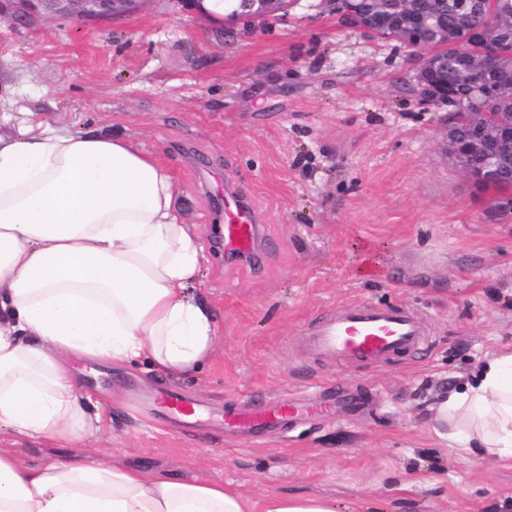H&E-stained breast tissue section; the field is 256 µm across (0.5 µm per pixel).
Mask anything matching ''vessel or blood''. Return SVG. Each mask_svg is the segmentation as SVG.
<instances>
[{
	"label": "vessel or blood",
	"instance_id": "obj_1",
	"mask_svg": "<svg viewBox=\"0 0 512 512\" xmlns=\"http://www.w3.org/2000/svg\"><path fill=\"white\" fill-rule=\"evenodd\" d=\"M225 217V256L237 259L255 255L259 250L257 210L236 200L227 204ZM422 336L419 318L407 308L350 304L315 325L312 344L317 354L332 360L377 361L394 352L415 348ZM157 406L162 414L181 424L190 423L198 414L194 402L176 394L161 395ZM300 411V404L280 398L250 414L226 415L224 421L263 435L293 420Z\"/></svg>",
	"mask_w": 512,
	"mask_h": 512
}]
</instances>
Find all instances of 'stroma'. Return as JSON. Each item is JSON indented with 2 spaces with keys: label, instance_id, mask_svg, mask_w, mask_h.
Instances as JSON below:
<instances>
[{
  "label": "stroma",
  "instance_id": "35a3bbf8",
  "mask_svg": "<svg viewBox=\"0 0 512 512\" xmlns=\"http://www.w3.org/2000/svg\"><path fill=\"white\" fill-rule=\"evenodd\" d=\"M417 61L345 26L331 0H292L265 21L218 23L190 0H147L114 20L27 13L0 0V134L27 122L120 133L168 162L205 262L210 361L170 380L145 366L77 364L105 428L80 451L254 499L312 494L339 512H512V460L480 462L431 432L428 407L512 345V219L448 156V108L418 103ZM262 216L261 263L229 260L225 182ZM382 261L363 276L364 251ZM350 304L408 307L418 347L335 363L315 323ZM342 389L356 415H304L272 435L225 430L227 406ZM195 402L185 427L151 395Z\"/></svg>",
  "mask_w": 512,
  "mask_h": 512
}]
</instances>
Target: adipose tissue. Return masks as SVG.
Instances as JSON below:
<instances>
[{"instance_id":"adipose-tissue-1","label":"adipose tissue","mask_w":512,"mask_h":512,"mask_svg":"<svg viewBox=\"0 0 512 512\" xmlns=\"http://www.w3.org/2000/svg\"><path fill=\"white\" fill-rule=\"evenodd\" d=\"M171 166L131 138L31 125L0 136V444L96 438L75 363L138 359L178 379L214 349L204 256ZM432 433L512 459V349L436 402ZM0 512H337L333 501L184 482L78 455L25 466L0 447Z\"/></svg>"}]
</instances>
